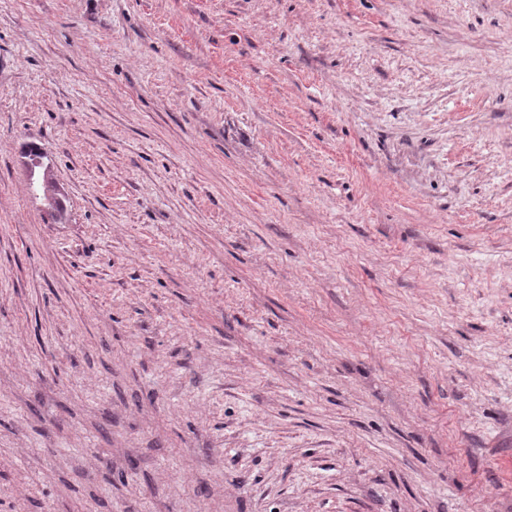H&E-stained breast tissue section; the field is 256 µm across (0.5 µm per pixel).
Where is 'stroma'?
<instances>
[{
	"label": "stroma",
	"instance_id": "obj_1",
	"mask_svg": "<svg viewBox=\"0 0 512 512\" xmlns=\"http://www.w3.org/2000/svg\"><path fill=\"white\" fill-rule=\"evenodd\" d=\"M0 512H512V0H0ZM45 158V154L42 157L26 158L24 166L29 185H33L35 182L38 183L39 193L34 190L32 194L35 195V198L42 197L48 209L51 213H54L59 207L61 200L57 196L56 179L52 165L49 162L45 163Z\"/></svg>",
	"mask_w": 512,
	"mask_h": 512
}]
</instances>
